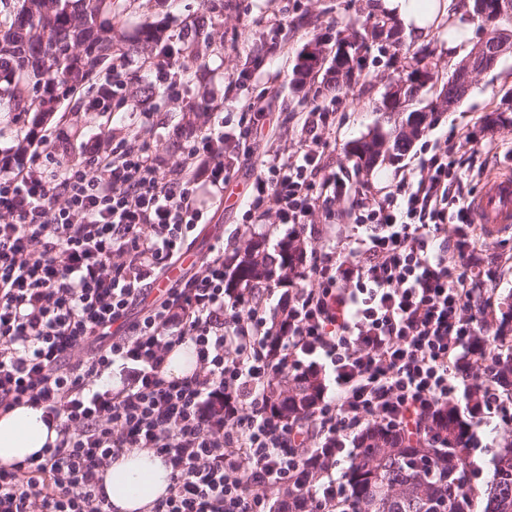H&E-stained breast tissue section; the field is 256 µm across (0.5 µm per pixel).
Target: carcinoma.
I'll return each instance as SVG.
<instances>
[{"label":"carcinoma","instance_id":"1","mask_svg":"<svg viewBox=\"0 0 512 512\" xmlns=\"http://www.w3.org/2000/svg\"><path fill=\"white\" fill-rule=\"evenodd\" d=\"M497 0H466L488 35L486 51L470 61L478 75L496 66L492 53L502 31L512 32V15L493 16ZM119 0H14L12 10L0 16V113L11 122L31 114L33 125L44 124L62 101L92 75L132 54L150 56L163 44L162 30L145 25L136 40L122 36ZM194 33L183 40L177 65L184 70L199 61V44H210L207 27L193 25ZM365 56L350 55L341 62L342 77L324 83L327 94L351 88L350 72L367 81ZM378 111L389 125L354 141L348 156L359 169L371 170L386 153L400 156L418 137L405 126L422 124L433 113L405 107L397 110L380 102ZM304 247L287 238L269 251L261 240L252 241L242 253L226 259L225 287L238 296L258 288L291 283L303 265ZM512 302L490 336L502 349L496 361V382L501 395L512 398ZM321 387L313 374H276L268 389L269 400L283 416L313 423V406ZM443 446L427 437L408 448L379 425H371L359 437L357 451L343 470L345 497L340 512H512V447L499 451L485 485H475L477 473L468 457L463 420L453 404L440 418Z\"/></svg>","mask_w":512,"mask_h":512}]
</instances>
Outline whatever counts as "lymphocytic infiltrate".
<instances>
[{
    "label": "lymphocytic infiltrate",
    "instance_id": "obj_1",
    "mask_svg": "<svg viewBox=\"0 0 512 512\" xmlns=\"http://www.w3.org/2000/svg\"><path fill=\"white\" fill-rule=\"evenodd\" d=\"M332 124L307 113L302 149L264 164L243 223L272 212L301 229L316 213L335 223L346 180L327 164ZM106 138L107 151L79 163L47 138L21 161L0 151V410L36 405L58 422L54 444L0 467V512H112L104 469L134 448L171 468L151 512H272L274 486L303 494L304 512H335L343 485L332 472L359 428L413 441L475 385L473 426L512 420L472 304L479 235L455 144L430 146L418 175L378 198L350 201L363 235L307 255L310 284L289 291L274 333L261 299L242 306L226 288L220 240L202 272L149 298L224 199L223 126L190 137L174 170L139 134ZM185 341L197 369L167 378ZM303 365L336 389L310 426L267 399L275 371ZM115 370L119 387L102 385Z\"/></svg>",
    "mask_w": 512,
    "mask_h": 512
}]
</instances>
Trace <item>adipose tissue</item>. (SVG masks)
<instances>
[{
	"label": "adipose tissue",
	"mask_w": 512,
	"mask_h": 512,
	"mask_svg": "<svg viewBox=\"0 0 512 512\" xmlns=\"http://www.w3.org/2000/svg\"><path fill=\"white\" fill-rule=\"evenodd\" d=\"M380 6L418 42L443 23L448 26L449 50L474 34V21L465 8L454 7L453 0H381ZM56 438L39 408L24 404L0 411V466L22 461ZM103 484L114 512H150L153 503L167 494L171 471L153 450L135 449L109 462Z\"/></svg>",
	"instance_id": "1"
}]
</instances>
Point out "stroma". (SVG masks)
Returning <instances> with one entry per match:
<instances>
[{"label": "stroma", "instance_id": "35a3bbf8", "mask_svg": "<svg viewBox=\"0 0 512 512\" xmlns=\"http://www.w3.org/2000/svg\"><path fill=\"white\" fill-rule=\"evenodd\" d=\"M368 0H224L221 8L209 9L204 0H126L123 31L136 38L139 29L154 24L164 29L171 46H178L186 25L207 16L212 34L211 47L203 48L202 59L184 78L183 100L174 101L164 93L146 100L144 106L113 105L108 112H90L89 95L79 90L64 101L53 119L41 126L42 134L62 137L68 155L80 157L87 142L98 134L115 130H134L163 153L169 162L182 157V145L195 131L203 130L204 121H191L186 108L211 93L224 106V154L230 165L231 198L217 209L211 223L203 225L194 247L192 260L202 259L216 239H223L225 255H232L252 239L264 240L267 249L290 236V224H246L242 221L239 201L252 189L260 172L261 160L284 159L302 145L303 115L314 107L335 113L329 138L333 149L328 162L350 178L347 196L355 192L374 194L394 184L404 174L418 171L423 141L453 138L462 157L477 155L486 174L512 172V125L491 126L490 113L501 108L506 91H512V54L504 55L498 65L481 73L468 96L435 125L426 129L407 152L379 163L373 170H357L346 152L351 143L376 131L385 130L377 102L388 80L408 64L405 48H387L371 52L367 67L369 82L358 84L337 101L314 98L312 90H295L289 83L299 54L316 36L336 38L353 26L374 27L384 15L369 11ZM280 42L283 52L269 55L270 41ZM264 99L271 105L268 116L270 132L260 142L251 144L239 136L238 121L247 100ZM153 115L142 123V112ZM483 271L486 287L492 290L490 315H499L504 299L512 296V232L483 238L474 258ZM512 444V424L499 417L486 418L474 428L470 457L483 473H490L500 448Z\"/></svg>", "mask_w": 512, "mask_h": 512}]
</instances>
